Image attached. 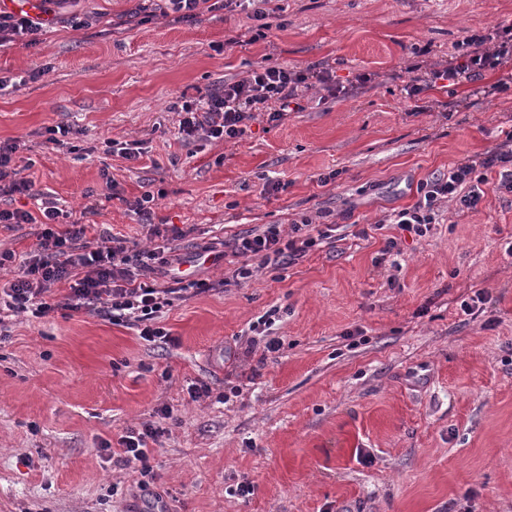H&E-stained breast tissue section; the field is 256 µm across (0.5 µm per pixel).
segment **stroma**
Here are the masks:
<instances>
[{
	"label": "stroma",
	"mask_w": 512,
	"mask_h": 512,
	"mask_svg": "<svg viewBox=\"0 0 512 512\" xmlns=\"http://www.w3.org/2000/svg\"><path fill=\"white\" fill-rule=\"evenodd\" d=\"M142 4L47 0L39 43L0 48V140L25 143L24 176L73 214L97 202L95 227L142 249L157 242L129 204L154 194L152 223L187 232L174 243L187 279L222 278L227 259H202L201 246L259 224L305 216L335 225L336 240L289 264L251 259L247 282L166 310L163 342L84 311L6 319L0 512H512V193L486 186L464 212L444 202L422 237L387 221L420 182L512 131V88L483 94L512 63L433 88L421 112L399 80L512 24V0H278L267 38L233 46L248 11L180 22ZM260 62L373 80L339 99L308 90L303 111L255 120L236 141L176 140L171 104ZM63 124L80 130L76 151L48 141ZM108 139L144 141V153L106 155ZM270 179L284 190L265 194ZM481 291L486 304L464 312ZM195 383L209 395L191 399ZM158 421L144 492L119 440Z\"/></svg>",
	"instance_id": "obj_1"
}]
</instances>
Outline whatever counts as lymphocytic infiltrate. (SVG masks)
Listing matches in <instances>:
<instances>
[{"label":"lymphocytic infiltrate","instance_id":"lymphocytic-infiltrate-1","mask_svg":"<svg viewBox=\"0 0 512 512\" xmlns=\"http://www.w3.org/2000/svg\"><path fill=\"white\" fill-rule=\"evenodd\" d=\"M212 2L214 9L250 8L253 27L238 34L236 43L251 44L263 39L275 15L270 0H167L180 20H195L200 7ZM454 60L429 75L403 78L401 90L405 99L416 103L436 84L455 87L464 82L482 80L486 73L500 69L512 61V26L476 32L454 46ZM325 89L333 98L347 93L335 71L329 66L314 65L303 70L259 65L246 78L197 98L180 97L171 110L177 116V137L184 143L199 140L231 141L242 138L257 117H265L271 126H279L290 113L302 111L301 89ZM18 141L0 140V195H30L32 181L21 174L16 163ZM512 193V131L505 140L483 157L469 159L449 167L446 175L422 183L420 198L412 206L393 212L390 221L400 231L423 236L437 220L441 202H455L459 210L475 209L485 194V185ZM64 211L52 199L42 200L38 213L0 208V224H41L36 252L17 258L14 252H0V271L13 270L9 287L0 292V312L28 313L43 318L54 312V305L44 296L52 287L64 285L68 294L64 309L95 313L116 324L137 328L144 341L154 343L167 338L165 328L153 321L162 309L186 300L190 294L220 290L224 286L248 280L252 271L248 261L261 257L264 262H292L310 249L331 239L335 225L317 227L308 218L293 221L290 230L278 224H261L244 234L225 241V248L242 263L229 276L217 281L204 279L189 282L173 277L182 259L166 254L164 247L138 249L126 240L106 236L97 249H89L85 237L86 224L68 222L65 230L57 223ZM170 278V285L149 284V277ZM165 429L154 424L129 430L120 443L126 464L139 467L140 487H148L150 468L147 464L150 444L158 442Z\"/></svg>","mask_w":512,"mask_h":512}]
</instances>
